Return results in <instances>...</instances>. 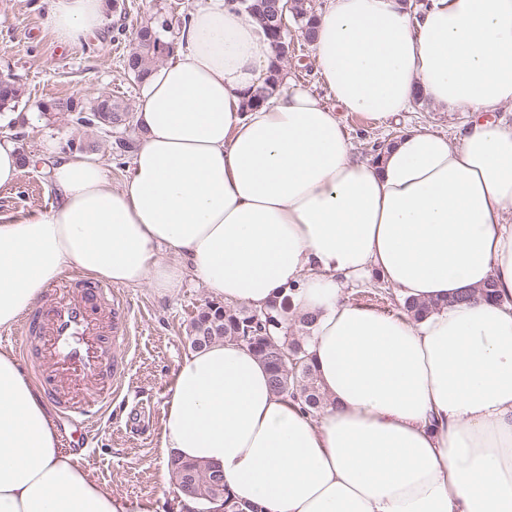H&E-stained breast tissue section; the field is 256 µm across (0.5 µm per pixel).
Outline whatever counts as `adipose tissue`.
Here are the masks:
<instances>
[{
	"mask_svg": "<svg viewBox=\"0 0 512 512\" xmlns=\"http://www.w3.org/2000/svg\"><path fill=\"white\" fill-rule=\"evenodd\" d=\"M44 2L62 44L107 19V0ZM312 47L319 89L286 77L247 108L274 45L241 0H201L142 82L121 188L52 147L57 203L0 223V331L69 269L162 294L190 274L258 311L289 297L316 318L327 405L305 412L249 348L217 342L178 365L167 455L219 466L259 512H512V127L495 117L512 103V0H325ZM419 95L466 114L457 142L410 126L379 161L354 159L340 112L396 121ZM374 275L430 312L344 297ZM0 512H154L60 448L6 347Z\"/></svg>",
	"mask_w": 512,
	"mask_h": 512,
	"instance_id": "ef3b65f1",
	"label": "adipose tissue"
}]
</instances>
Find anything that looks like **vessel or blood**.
<instances>
[{"instance_id": "b4317fda", "label": "vessel or blood", "mask_w": 512, "mask_h": 512, "mask_svg": "<svg viewBox=\"0 0 512 512\" xmlns=\"http://www.w3.org/2000/svg\"><path fill=\"white\" fill-rule=\"evenodd\" d=\"M130 309L107 282L79 275L50 290L21 328L23 341H35V378L46 398L76 425L74 445L88 442L86 426L111 404L127 372Z\"/></svg>"}]
</instances>
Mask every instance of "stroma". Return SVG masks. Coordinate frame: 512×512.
I'll return each mask as SVG.
<instances>
[{
    "instance_id": "35a3bbf8",
    "label": "stroma",
    "mask_w": 512,
    "mask_h": 512,
    "mask_svg": "<svg viewBox=\"0 0 512 512\" xmlns=\"http://www.w3.org/2000/svg\"><path fill=\"white\" fill-rule=\"evenodd\" d=\"M197 0H119L103 30L77 44L63 45L41 24L43 0H0V71L12 73L22 89L13 117L0 118V137L14 140L29 157L13 185L0 187V220L56 203L51 172L44 160L47 143L68 149L71 142H93L94 155L108 170L113 187H121L131 160L117 147L120 136L79 127L65 115L44 114L40 102L107 94L137 105L140 84L123 69L132 32L156 16L181 17ZM293 51L285 59L289 73L316 86V64L309 42L289 25ZM342 121L357 159L372 156L373 145L392 142L407 125H426L456 138L465 120L458 112H439L429 104L413 105L400 121L378 124L345 112ZM134 313L129 374L112 406L93 421L89 448L79 451L81 466L112 495L147 500L154 512H183V502L160 449L163 421L178 364L189 351L186 328L199 309L215 297L198 281H186L169 294L149 285L124 287Z\"/></svg>"
}]
</instances>
